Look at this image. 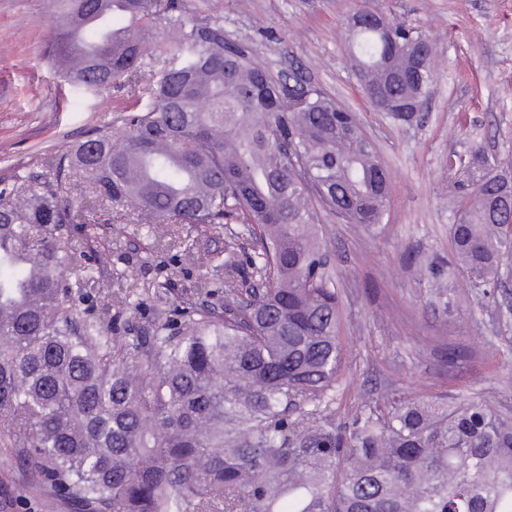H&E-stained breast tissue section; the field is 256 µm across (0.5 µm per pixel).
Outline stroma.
<instances>
[{
    "label": "stroma",
    "mask_w": 512,
    "mask_h": 512,
    "mask_svg": "<svg viewBox=\"0 0 512 512\" xmlns=\"http://www.w3.org/2000/svg\"><path fill=\"white\" fill-rule=\"evenodd\" d=\"M187 22L220 25L227 40L248 46L277 79L321 90L354 112L390 176L382 223L329 218L319 234L331 253L349 358L337 420L351 407L401 394L459 393L484 404L512 405V281L486 294L458 277L451 304L427 293L428 263L447 266L448 226L459 189L448 161L474 151L512 160V0H372V5L437 45V78L423 112L401 126L363 95L342 23L360 0H178ZM64 0H0V174L35 171L37 158L64 150L93 129H122L146 108L124 89L76 88L47 63ZM247 228L137 223L131 206L99 217L89 242L99 268L98 311H123L128 290L169 279L187 297L200 286L223 289L224 274L201 267L194 253L236 252ZM34 477L0 452V512H49L31 490Z\"/></svg>",
    "instance_id": "stroma-1"
}]
</instances>
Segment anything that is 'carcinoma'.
Instances as JSON below:
<instances>
[{"instance_id": "cac0c4a2", "label": "carcinoma", "mask_w": 512, "mask_h": 512, "mask_svg": "<svg viewBox=\"0 0 512 512\" xmlns=\"http://www.w3.org/2000/svg\"><path fill=\"white\" fill-rule=\"evenodd\" d=\"M51 58L86 90L123 88L154 58L170 0H69ZM127 20L116 43L104 15ZM151 107L120 142L98 129L0 181V447L65 512H512V407L464 394L360 404L336 424L346 368L331 215L380 224L389 175L355 116L275 81L216 23L181 26ZM364 94L425 100L435 44L390 22L344 26ZM504 162L477 151L449 225L453 259L431 272L450 304L465 275L494 288L512 262ZM78 178L90 199L63 184ZM129 202L172 228L249 224L255 249L226 261L224 298L168 282L125 301L127 335L80 307L96 272L76 235L89 203Z\"/></svg>"}]
</instances>
